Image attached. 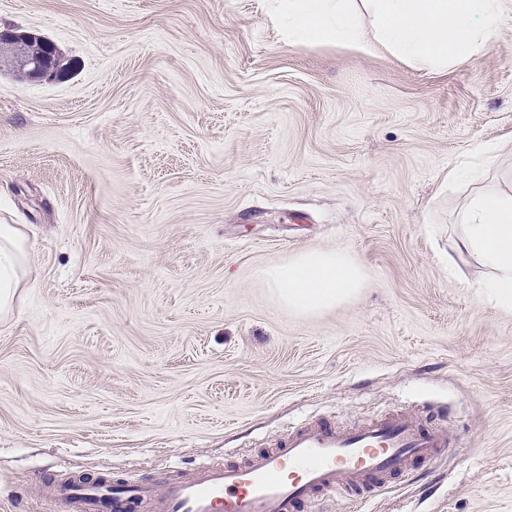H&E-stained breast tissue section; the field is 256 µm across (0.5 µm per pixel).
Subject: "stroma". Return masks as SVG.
<instances>
[{
  "label": "stroma",
  "mask_w": 512,
  "mask_h": 512,
  "mask_svg": "<svg viewBox=\"0 0 512 512\" xmlns=\"http://www.w3.org/2000/svg\"><path fill=\"white\" fill-rule=\"evenodd\" d=\"M3 27L67 68L0 69V224L27 225L31 282L0 322V512L391 411L446 412L453 448L308 512H512V309L445 263L466 202L512 194V24L428 70L289 44L270 0H0ZM336 248L363 288L289 313L262 270ZM46 52L37 58H18L7 61V65L21 80L41 81L57 76L54 63L53 43L43 42Z\"/></svg>",
  "instance_id": "obj_1"
}]
</instances>
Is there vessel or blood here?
Returning <instances> with one entry per match:
<instances>
[{
  "label": "vessel or blood",
  "instance_id": "b4317fda",
  "mask_svg": "<svg viewBox=\"0 0 512 512\" xmlns=\"http://www.w3.org/2000/svg\"><path fill=\"white\" fill-rule=\"evenodd\" d=\"M449 438L433 419L391 412L350 427L327 419L289 427L272 448L234 463H207L161 486L80 483L58 494L61 512H304L316 497L358 501L415 466L441 459Z\"/></svg>",
  "mask_w": 512,
  "mask_h": 512
}]
</instances>
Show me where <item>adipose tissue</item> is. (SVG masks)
I'll list each match as a JSON object with an SVG mask.
<instances>
[{
	"label": "adipose tissue",
	"instance_id": "ef3b65f1",
	"mask_svg": "<svg viewBox=\"0 0 512 512\" xmlns=\"http://www.w3.org/2000/svg\"><path fill=\"white\" fill-rule=\"evenodd\" d=\"M352 0H273V11L298 43H363ZM374 17V43L425 69L463 64L512 23L499 0H363ZM452 248L475 257L489 272L482 287L512 304V197L481 193L459 212ZM21 225H0V320L28 285ZM263 277L288 308L320 313L357 294L365 271L343 249L313 250L264 270Z\"/></svg>",
	"mask_w": 512,
	"mask_h": 512
}]
</instances>
